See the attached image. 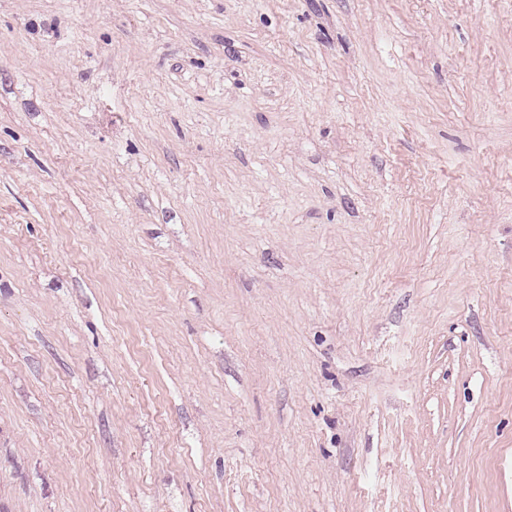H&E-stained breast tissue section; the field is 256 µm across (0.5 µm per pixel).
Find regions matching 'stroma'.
I'll list each match as a JSON object with an SVG mask.
<instances>
[{
	"instance_id": "obj_1",
	"label": "stroma",
	"mask_w": 512,
	"mask_h": 512,
	"mask_svg": "<svg viewBox=\"0 0 512 512\" xmlns=\"http://www.w3.org/2000/svg\"><path fill=\"white\" fill-rule=\"evenodd\" d=\"M0 512H512V0H0Z\"/></svg>"
}]
</instances>
